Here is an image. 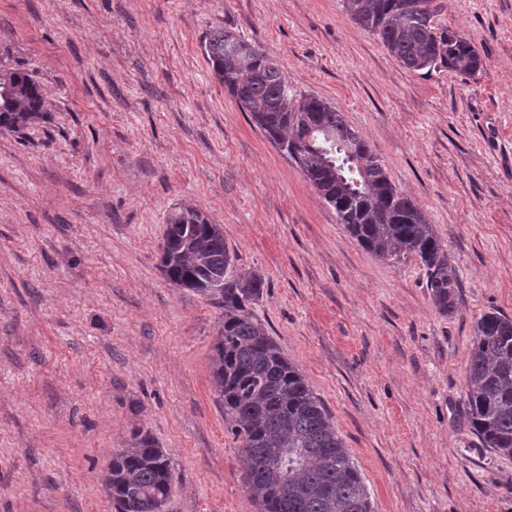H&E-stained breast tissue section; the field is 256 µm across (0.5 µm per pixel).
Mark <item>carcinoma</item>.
<instances>
[{"mask_svg": "<svg viewBox=\"0 0 512 512\" xmlns=\"http://www.w3.org/2000/svg\"><path fill=\"white\" fill-rule=\"evenodd\" d=\"M359 28L377 35L408 70L446 68L473 76L484 59L462 34L434 21V0H342ZM216 78L305 181L331 206L338 223L373 255L419 260L436 310L455 312L458 272L424 211L392 185L382 160L342 112L314 96L294 97L280 63L224 27L202 44ZM48 104L22 68L0 71V135L43 120ZM324 133L357 160L355 185L317 148ZM221 225L193 206L172 212L160 245V269L177 288L216 300L224 320L211 359L216 401L248 466L244 484L260 512H372L361 472L331 414L299 369L250 312L266 281L241 271ZM465 385L467 417L485 447L512 458V318L483 314L473 326ZM104 483L114 512H165L172 495L170 456L142 427L112 454Z\"/></svg>", "mask_w": 512, "mask_h": 512, "instance_id": "carcinoma-1", "label": "carcinoma"}]
</instances>
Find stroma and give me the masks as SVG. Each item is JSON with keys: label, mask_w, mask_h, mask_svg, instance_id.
<instances>
[{"label": "stroma", "mask_w": 512, "mask_h": 512, "mask_svg": "<svg viewBox=\"0 0 512 512\" xmlns=\"http://www.w3.org/2000/svg\"><path fill=\"white\" fill-rule=\"evenodd\" d=\"M435 2L484 70H408L341 0H0V69L32 72L51 109L0 136V512H113L102 475L136 427L170 455L168 512H259L210 375L222 310L159 268L185 202L265 277L252 314L374 512H512V458L475 434L465 388L475 321L512 317V0ZM217 26L369 141L448 246L453 315L238 108L203 53Z\"/></svg>", "instance_id": "stroma-1"}]
</instances>
